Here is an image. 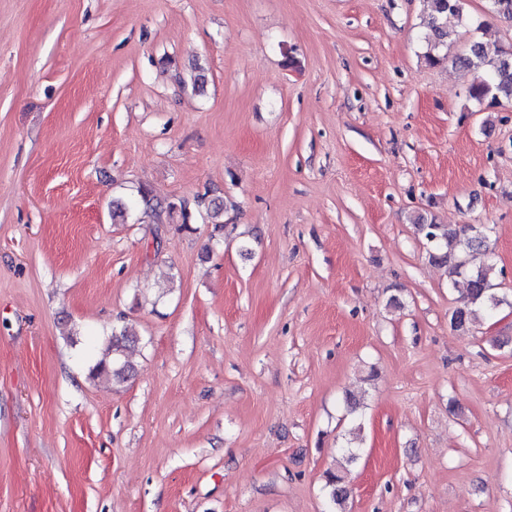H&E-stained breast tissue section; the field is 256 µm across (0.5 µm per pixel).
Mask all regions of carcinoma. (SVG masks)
<instances>
[{"label":"carcinoma","instance_id":"1","mask_svg":"<svg viewBox=\"0 0 512 512\" xmlns=\"http://www.w3.org/2000/svg\"><path fill=\"white\" fill-rule=\"evenodd\" d=\"M429 13L426 38L425 59L437 64L447 58L448 39L452 33L448 31V17H464L463 0H428ZM458 63L466 68L474 69L482 74V79L470 88V97L480 103L489 102L499 105L502 101H512V50H503L496 55H489L482 43L474 41L468 53L458 58ZM420 231L430 243L431 260L448 267L449 273L463 280L465 285L463 303L456 308L451 316V326L457 330L470 327L479 312L486 313L497 310L500 299L495 293L492 273L494 264L490 257L489 236H480L461 226L448 229L443 224H420ZM481 254L486 261L478 266L471 265V258ZM137 336L123 327L112 333L102 357L92 367L94 377L107 376L124 381L131 376L134 367L129 360ZM330 512H344L350 496L346 481V468L341 466L325 475Z\"/></svg>","mask_w":512,"mask_h":512}]
</instances>
